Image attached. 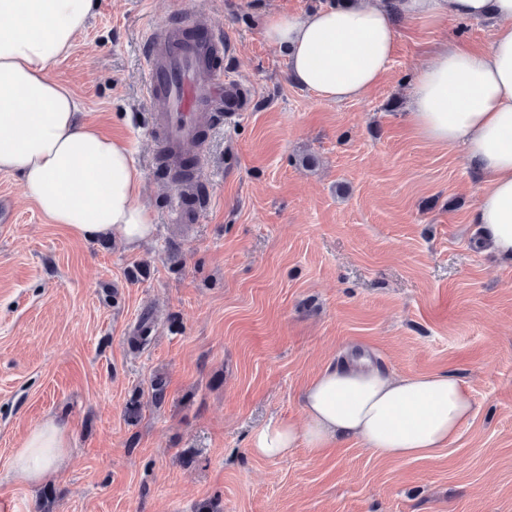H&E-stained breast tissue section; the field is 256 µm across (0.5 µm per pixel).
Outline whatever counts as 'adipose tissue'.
Segmentation results:
<instances>
[{
  "mask_svg": "<svg viewBox=\"0 0 512 512\" xmlns=\"http://www.w3.org/2000/svg\"><path fill=\"white\" fill-rule=\"evenodd\" d=\"M96 0H0V172L82 242L111 237L136 249L155 226L130 143L82 121L73 91L50 74L85 27ZM493 21L492 41L470 51L442 42L413 78L407 122L439 146H463L483 190L473 212L484 244L512 260V0H346L268 18L266 40L288 55L292 80L341 102L387 71L395 16ZM303 423L274 420L250 440L278 459L305 445L359 440L379 457L423 458L449 447L473 415L467 387L446 372L396 377L369 365L325 368L303 391ZM68 446L48 417L31 429L12 469L25 484L54 477Z\"/></svg>",
  "mask_w": 512,
  "mask_h": 512,
  "instance_id": "adipose-tissue-1",
  "label": "adipose tissue"
}]
</instances>
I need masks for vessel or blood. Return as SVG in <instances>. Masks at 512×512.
I'll return each mask as SVG.
<instances>
[{"label": "vessel or blood", "mask_w": 512, "mask_h": 512, "mask_svg": "<svg viewBox=\"0 0 512 512\" xmlns=\"http://www.w3.org/2000/svg\"><path fill=\"white\" fill-rule=\"evenodd\" d=\"M224 47V38L184 40L172 28L154 27L143 37L144 92L151 131L168 176L177 174L175 156L180 145L196 140L201 114L219 112L230 120L240 110L243 89L222 70H215L207 83L196 79L197 71L210 65Z\"/></svg>", "instance_id": "vessel-or-blood-1"}]
</instances>
